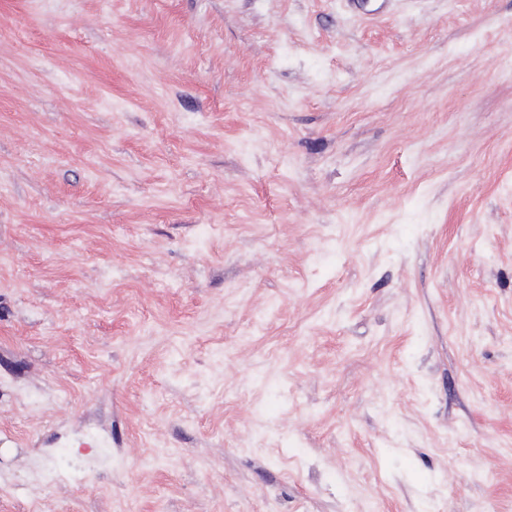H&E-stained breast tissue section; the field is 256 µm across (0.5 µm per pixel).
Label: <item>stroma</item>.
Here are the masks:
<instances>
[{"mask_svg": "<svg viewBox=\"0 0 512 512\" xmlns=\"http://www.w3.org/2000/svg\"><path fill=\"white\" fill-rule=\"evenodd\" d=\"M0 512H512V0H0Z\"/></svg>", "mask_w": 512, "mask_h": 512, "instance_id": "obj_1", "label": "stroma"}]
</instances>
